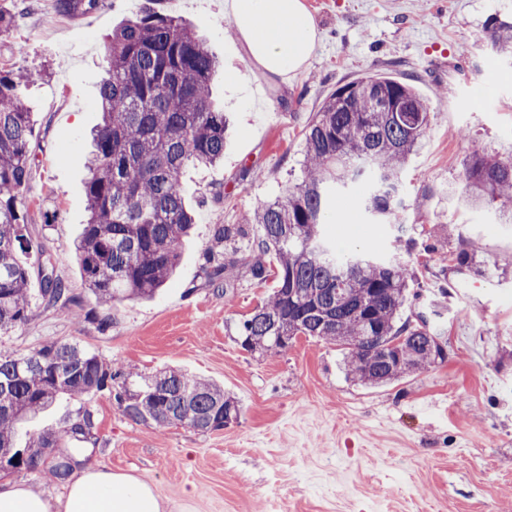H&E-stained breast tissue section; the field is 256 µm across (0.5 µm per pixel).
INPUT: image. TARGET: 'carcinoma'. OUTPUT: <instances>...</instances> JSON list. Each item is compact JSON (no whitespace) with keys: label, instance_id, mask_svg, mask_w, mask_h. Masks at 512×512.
Masks as SVG:
<instances>
[{"label":"carcinoma","instance_id":"cac0c4a2","mask_svg":"<svg viewBox=\"0 0 512 512\" xmlns=\"http://www.w3.org/2000/svg\"><path fill=\"white\" fill-rule=\"evenodd\" d=\"M484 42L512 58V22L496 16L485 24ZM109 68L101 80V119L88 160V219L75 242L83 281L96 300L114 307L148 299L176 270L193 219L184 189L185 168L224 159L227 119L215 106L212 85L219 62L182 18L144 10L122 22L106 44ZM32 73L0 71V333L30 320L29 269L21 255L31 248L24 234L23 195L31 165L34 121L24 90ZM402 102L405 112L386 111L383 101ZM430 109L414 86L368 76L337 88L324 101L304 136L302 179L287 193L244 215L242 224L217 229L221 246L258 224L262 238L246 269L252 279L273 278L271 292L239 328L241 346L267 353L288 348L299 336L335 345L346 374L358 385L380 387L444 358L427 319L400 321L414 272L397 260L346 252L325 242L322 226L332 215V188L376 181L365 212L385 219L403 169L429 124ZM460 198L472 206L495 204L512 214V158L473 153ZM236 267L212 252L204 266L214 283ZM42 295L71 299L62 280L44 275ZM120 366L73 344L45 342L23 354L0 353V465L63 482L73 470L56 455L58 441L91 438L82 406L60 427H46L17 443V425L54 405L62 395H113L122 413L164 428L185 424L221 430L238 418L236 402L219 385L169 367L135 386Z\"/></svg>","mask_w":512,"mask_h":512}]
</instances>
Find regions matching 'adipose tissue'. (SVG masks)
<instances>
[{"label": "adipose tissue", "instance_id": "obj_1", "mask_svg": "<svg viewBox=\"0 0 512 512\" xmlns=\"http://www.w3.org/2000/svg\"><path fill=\"white\" fill-rule=\"evenodd\" d=\"M226 8L250 62L263 73L284 75L310 58L316 21L303 0H227ZM0 512H168V507L148 480L88 462L59 497L0 482Z\"/></svg>", "mask_w": 512, "mask_h": 512}]
</instances>
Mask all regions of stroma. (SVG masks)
<instances>
[{
	"label": "stroma",
	"instance_id": "35a3bbf8",
	"mask_svg": "<svg viewBox=\"0 0 512 512\" xmlns=\"http://www.w3.org/2000/svg\"><path fill=\"white\" fill-rule=\"evenodd\" d=\"M318 23L308 63L285 76L253 71L224 0H99L63 13L57 0H0L13 17L0 70L41 73L24 94L35 114L24 189L32 316L0 335V353L68 342L147 376L168 367L220 385L240 406L212 432L126 417L108 393L61 397L22 424L36 433L78 406L94 413L87 460L149 480L170 512H512V224L458 198L472 152L512 155V61L487 52L485 20L512 0H304ZM185 19L224 63L213 95L229 112L223 163L187 168L195 228L176 275L148 301L98 306L73 257L87 220L90 134L99 123L104 43L146 8ZM380 74L412 83L430 123L411 156L395 215L365 213L357 186L324 231L337 244L414 271L403 318L426 313L443 362L379 388L354 384L335 346L300 336L252 354L238 327L270 282L239 270L232 287L204 282L218 226L301 179L304 133L345 83ZM469 250L468 265L455 255ZM76 299L59 315L40 292L44 256Z\"/></svg>",
	"mask_w": 512,
	"mask_h": 512
}]
</instances>
